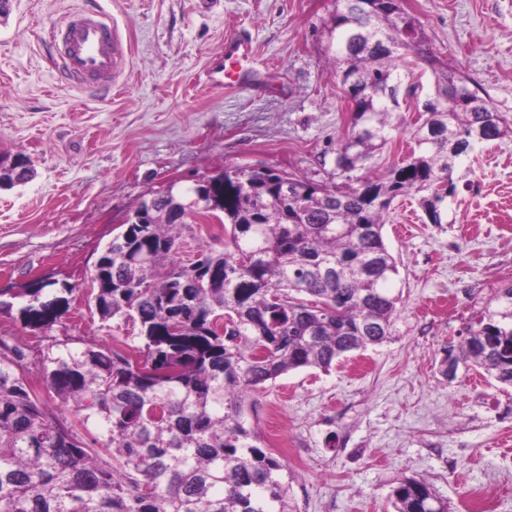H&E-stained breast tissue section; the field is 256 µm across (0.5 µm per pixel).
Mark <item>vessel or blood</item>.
Masks as SVG:
<instances>
[{
    "mask_svg": "<svg viewBox=\"0 0 512 512\" xmlns=\"http://www.w3.org/2000/svg\"><path fill=\"white\" fill-rule=\"evenodd\" d=\"M64 80L83 78L112 84L128 56L117 24L102 11L79 12L50 28L45 37ZM254 73L251 42L242 33L224 42V82L243 83Z\"/></svg>",
    "mask_w": 512,
    "mask_h": 512,
    "instance_id": "1",
    "label": "vessel or blood"
}]
</instances>
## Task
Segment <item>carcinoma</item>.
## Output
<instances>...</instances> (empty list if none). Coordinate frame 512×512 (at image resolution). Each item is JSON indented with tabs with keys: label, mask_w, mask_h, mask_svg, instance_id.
Wrapping results in <instances>:
<instances>
[{
	"label": "carcinoma",
	"mask_w": 512,
	"mask_h": 512,
	"mask_svg": "<svg viewBox=\"0 0 512 512\" xmlns=\"http://www.w3.org/2000/svg\"><path fill=\"white\" fill-rule=\"evenodd\" d=\"M342 86L356 97L333 170L363 165L407 124L399 61L435 72L414 122L418 151L357 187L319 184L272 168L224 170L214 215L224 250L184 265L183 230L196 212L155 211L127 224L96 266L101 320L136 332L107 351L67 346L41 358L45 388L77 422L46 409L23 375L25 353L0 340V512H294L283 463L244 425L245 396L305 367L384 342L399 296L382 235L393 201L445 223L455 161L507 135L504 119L456 68H436L399 0H335L325 25ZM28 178L0 158V184ZM20 294L24 324L45 328L67 295ZM448 363L478 366L512 385V285ZM395 512H448L429 484L406 478Z\"/></svg>",
	"instance_id": "cac0c4a2"
}]
</instances>
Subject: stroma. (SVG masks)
<instances>
[{
  "label": "stroma",
  "instance_id": "stroma-1",
  "mask_svg": "<svg viewBox=\"0 0 512 512\" xmlns=\"http://www.w3.org/2000/svg\"><path fill=\"white\" fill-rule=\"evenodd\" d=\"M432 54L474 79L512 125V0H400ZM334 0H12L0 24V156H25L32 176L0 187V300L54 283L70 305L51 328L0 312V340L25 349L24 375L45 384L40 355L66 344L111 348L129 335L101 322L88 296L104 247L141 201L235 167H270L320 183V159L345 136L350 111L327 52ZM108 13L129 52L112 97L61 85L45 30L74 11ZM251 33L258 76L220 83L224 39ZM404 130L355 170L383 175L415 145ZM446 221L395 200L382 230L399 274L398 314L382 344L265 383L245 425L284 465L297 512H394L400 479L425 480L450 512H512V387L476 366L447 380L458 348L498 290L512 285V138L476 145L453 173ZM222 250L224 229L193 220L178 258Z\"/></svg>",
  "mask_w": 512,
  "mask_h": 512
}]
</instances>
